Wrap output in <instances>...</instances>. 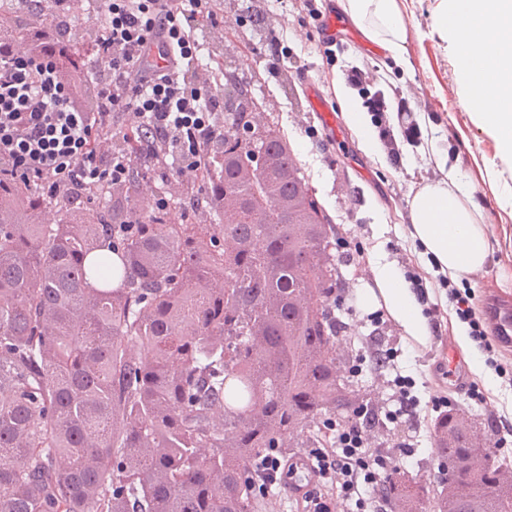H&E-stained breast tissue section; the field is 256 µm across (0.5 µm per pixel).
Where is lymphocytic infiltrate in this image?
Masks as SVG:
<instances>
[{
    "label": "lymphocytic infiltrate",
    "mask_w": 512,
    "mask_h": 512,
    "mask_svg": "<svg viewBox=\"0 0 512 512\" xmlns=\"http://www.w3.org/2000/svg\"><path fill=\"white\" fill-rule=\"evenodd\" d=\"M8 0L21 31L0 37V190L32 192L37 222L55 224L62 196L119 195L139 158L181 183L201 181L224 142V80L200 63L205 27L224 22V0ZM345 84L364 106L383 151L400 165L422 131L401 92L369 91V70ZM136 137V150L126 141ZM394 408L362 404L334 424L333 445L312 452L316 478L301 512H385L380 490L397 470L367 426L395 423L415 407L400 381Z\"/></svg>",
    "instance_id": "1"
}]
</instances>
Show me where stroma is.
Listing matches in <instances>:
<instances>
[{
    "label": "stroma",
    "instance_id": "obj_1",
    "mask_svg": "<svg viewBox=\"0 0 512 512\" xmlns=\"http://www.w3.org/2000/svg\"><path fill=\"white\" fill-rule=\"evenodd\" d=\"M345 2L316 0V16L305 18L291 0H224L226 24L219 49L225 66L258 76L256 100L287 131L306 179L338 229L336 260L347 300L334 314L354 332L349 357L355 385L375 404L384 405L391 401L394 380L413 384L418 406L402 426L377 434V447L398 451L410 445L412 452L404 458L402 470L440 486L448 476L433 451L432 398L447 390L452 407L477 420L496 456L512 458V426L499 420L500 415L512 414V381L490 367L470 369V361L479 355L473 345L459 354L464 371L450 377L446 350L435 351L406 338L385 308L363 310L357 291L369 282L379 260L393 262L403 273L418 266L428 274L429 304L440 309L432 333L447 346L456 345L461 322L449 289L478 298L489 290L512 292V206L500 207L496 200L498 182L512 185V167L501 162L496 140L481 130L466 106L454 45L434 21L439 0H398L407 32L402 65L367 40L358 48L343 40L333 56H326L320 29L329 12H343ZM364 62L417 102L414 117L423 142L406 152L402 168L392 167L383 152L366 149L345 109L346 100L356 99L357 93L346 87L343 72ZM311 82L336 108L335 127L323 126L316 113L308 111L303 89ZM436 144L447 146L448 163L479 202V222L491 240L484 270L472 275L447 277L427 262L411 234L408 214L413 196L443 178L432 150ZM374 344L392 355L378 372L365 361ZM476 386L481 389L477 395L472 392Z\"/></svg>",
    "mask_w": 512,
    "mask_h": 512
}]
</instances>
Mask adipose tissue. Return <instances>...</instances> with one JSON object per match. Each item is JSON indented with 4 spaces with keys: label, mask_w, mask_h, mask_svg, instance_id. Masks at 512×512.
Masks as SVG:
<instances>
[{
    "label": "adipose tissue",
    "mask_w": 512,
    "mask_h": 512,
    "mask_svg": "<svg viewBox=\"0 0 512 512\" xmlns=\"http://www.w3.org/2000/svg\"><path fill=\"white\" fill-rule=\"evenodd\" d=\"M351 16L366 35L403 62L406 50L404 18L398 0H347ZM437 22L456 48V64L465 96L476 91L493 94L497 111L477 115L480 126L499 144L501 159L512 164V0H440ZM485 34V48L466 42L461 23ZM437 161L447 168L445 180L424 185L413 197L409 222L412 235L441 270L470 274L484 268L492 250L483 225L477 222L479 204L465 189L455 169L449 168L448 151H437ZM367 309L384 306L407 337L426 343L430 328L415 293L397 267L377 262L372 283L358 292Z\"/></svg>",
    "instance_id": "1"
}]
</instances>
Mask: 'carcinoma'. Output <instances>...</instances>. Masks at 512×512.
Segmentation results:
<instances>
[{
	"label": "carcinoma",
	"mask_w": 512,
	"mask_h": 512,
	"mask_svg": "<svg viewBox=\"0 0 512 512\" xmlns=\"http://www.w3.org/2000/svg\"><path fill=\"white\" fill-rule=\"evenodd\" d=\"M224 110L207 206L180 220L143 209L128 228L124 200L27 224L0 196V512H263L258 456L323 444L349 406L336 225L247 78L224 77ZM475 430L433 423L467 491L398 471L383 493L512 512V463Z\"/></svg>",
	"instance_id": "obj_1"
}]
</instances>
